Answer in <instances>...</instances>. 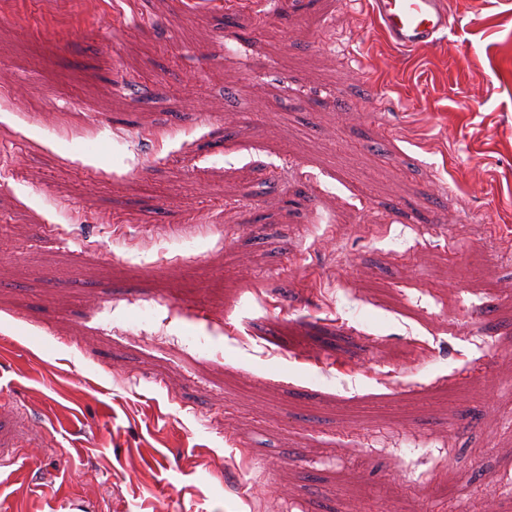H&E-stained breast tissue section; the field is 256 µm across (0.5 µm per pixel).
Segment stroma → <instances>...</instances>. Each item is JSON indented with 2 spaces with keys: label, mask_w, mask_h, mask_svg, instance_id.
Listing matches in <instances>:
<instances>
[{
  "label": "stroma",
  "mask_w": 512,
  "mask_h": 512,
  "mask_svg": "<svg viewBox=\"0 0 512 512\" xmlns=\"http://www.w3.org/2000/svg\"><path fill=\"white\" fill-rule=\"evenodd\" d=\"M448 2L0 0V512H512V0ZM390 44L402 52L432 48L453 25L444 0H367Z\"/></svg>",
  "instance_id": "obj_1"
}]
</instances>
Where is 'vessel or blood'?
Instances as JSON below:
<instances>
[{
  "label": "vessel or blood",
  "mask_w": 512,
  "mask_h": 512,
  "mask_svg": "<svg viewBox=\"0 0 512 512\" xmlns=\"http://www.w3.org/2000/svg\"><path fill=\"white\" fill-rule=\"evenodd\" d=\"M390 44L402 52L432 48L453 25L445 0H367Z\"/></svg>",
  "instance_id": "1"
}]
</instances>
